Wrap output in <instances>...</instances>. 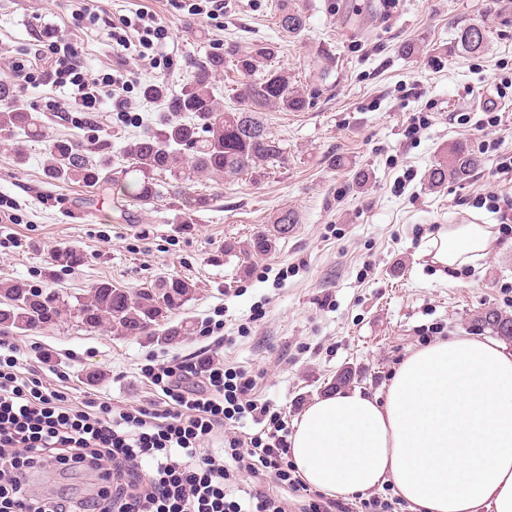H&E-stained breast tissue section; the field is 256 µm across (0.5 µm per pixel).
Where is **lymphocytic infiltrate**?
Masks as SVG:
<instances>
[{"mask_svg":"<svg viewBox=\"0 0 512 512\" xmlns=\"http://www.w3.org/2000/svg\"><path fill=\"white\" fill-rule=\"evenodd\" d=\"M168 31L150 12L124 18L112 42L152 63V50ZM11 75L55 86H73L84 106L109 99L123 103V72L91 78L65 36L39 41L33 60L10 59ZM224 325L208 353L149 354L140 376L153 400L126 406L67 387L70 374L56 370L48 383L38 367L24 364L13 338L0 336V512H335L321 494L294 508L301 482L289 460L288 419L257 399L252 371L227 365L221 351ZM253 423L254 432L242 426ZM223 436L222 453L208 445ZM80 472L94 481L82 493L45 491L33 474ZM252 487L235 496L241 475Z\"/></svg>","mask_w":512,"mask_h":512,"instance_id":"obj_1","label":"lymphocytic infiltrate"}]
</instances>
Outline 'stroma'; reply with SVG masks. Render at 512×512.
I'll return each mask as SVG.
<instances>
[{
    "label": "stroma",
    "mask_w": 512,
    "mask_h": 512,
    "mask_svg": "<svg viewBox=\"0 0 512 512\" xmlns=\"http://www.w3.org/2000/svg\"><path fill=\"white\" fill-rule=\"evenodd\" d=\"M294 3L306 17L296 35L279 30L283 0H224L223 13L210 17L176 0H97L93 19L76 15L74 0H0V56L21 57L51 29L70 39L84 71H129L127 112L107 101L86 111L68 86L8 83L13 101L48 116V138L106 143L116 167L127 141L165 117L162 104L143 99V85L159 79L180 91L215 45L245 51L275 42L273 66L311 101L303 112L261 115L286 163L191 183L192 192L217 200L190 224L180 196L142 206L116 186L88 204L82 184L45 177V141L0 135V284L21 280L73 296L102 280L142 289L176 275L195 286L169 317L187 323L189 335L161 343L65 318L12 330L29 364L39 345L67 368L71 387L137 405L152 397L140 376L146 354L202 351V329L220 317L230 339L225 360L259 373L258 398L293 421L334 391L343 370L354 372L352 387L373 392L411 351L472 333L478 310L512 314V226L502 245L462 270L438 272L423 256L438 225L498 223V214L478 206L480 196H512V179L494 176L512 156V0ZM139 9L169 32L153 50L152 68L112 49L113 27ZM480 21L490 28L488 50L455 52L459 29ZM406 45L412 55H402ZM323 49L333 57L325 78L316 66ZM491 108L503 128L488 135L481 127ZM459 141L481 154L482 166L467 181L429 188L427 169ZM359 172L365 185L356 182ZM284 209L298 217L292 231L266 255L244 259L253 235L271 230ZM66 249L82 253L83 264L58 265L54 257Z\"/></svg>",
    "instance_id": "obj_1"
}]
</instances>
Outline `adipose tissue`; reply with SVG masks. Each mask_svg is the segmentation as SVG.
<instances>
[{"mask_svg":"<svg viewBox=\"0 0 512 512\" xmlns=\"http://www.w3.org/2000/svg\"><path fill=\"white\" fill-rule=\"evenodd\" d=\"M500 241L492 224H442L425 254L456 271ZM290 442L300 480L331 498L388 485L409 512H512V346L471 336L428 344L380 392L310 403Z\"/></svg>","mask_w":512,"mask_h":512,"instance_id":"1","label":"adipose tissue"}]
</instances>
